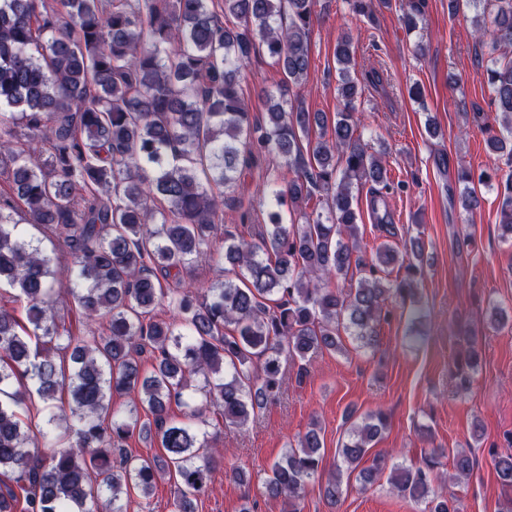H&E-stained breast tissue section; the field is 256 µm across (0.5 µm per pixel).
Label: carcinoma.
<instances>
[{
	"mask_svg": "<svg viewBox=\"0 0 512 512\" xmlns=\"http://www.w3.org/2000/svg\"><path fill=\"white\" fill-rule=\"evenodd\" d=\"M209 2L0 0V178L10 189L0 197V286L13 290L0 300V472L14 475L26 512H99L102 499L125 512L130 488L148 496L167 478L177 512H194L221 456L197 424L212 415L246 424L280 395L286 361L305 376L313 353L343 349V331L376 351L393 302L425 317L413 279H390L396 266L411 274L423 264L420 237L400 239L380 218L385 241L371 259L362 255L353 189L390 180L387 148L361 143L350 37L336 44L341 107L333 118L270 92L266 116L253 115L242 70L262 47L284 86L301 84L317 0H222L219 13ZM464 5L493 49L512 48V0H448V15ZM421 16L411 0L401 22L414 31ZM486 73L502 115V131L486 145L507 153L509 170L478 182H496L501 224L512 233V56L489 57ZM314 126L318 140L305 151ZM255 152L277 154L293 177L264 186L268 223L251 239L224 224L217 279L186 281L211 257L224 207L251 223L234 191ZM17 199L28 223L63 243L57 270L14 219ZM315 199L322 210L310 212ZM356 273V287L330 286ZM71 301L85 319L77 334L58 315ZM164 301L168 315L157 313ZM458 336L476 365L477 341L466 330ZM19 374L44 403L47 453L30 447L27 393L9 391ZM115 393L137 399L111 413ZM173 400L192 404L188 420L169 413ZM386 425L377 410L353 426L324 497L340 501L346 472L363 488L385 474L421 512H460L436 485L440 449L409 464L369 456ZM136 433L158 438L165 456L132 455ZM321 448L313 422L271 466L267 495L288 498L298 512ZM448 455V479L469 477L471 453ZM491 455L509 492L502 512H512V448Z\"/></svg>",
	"mask_w": 512,
	"mask_h": 512,
	"instance_id": "carcinoma-1",
	"label": "carcinoma"
}]
</instances>
